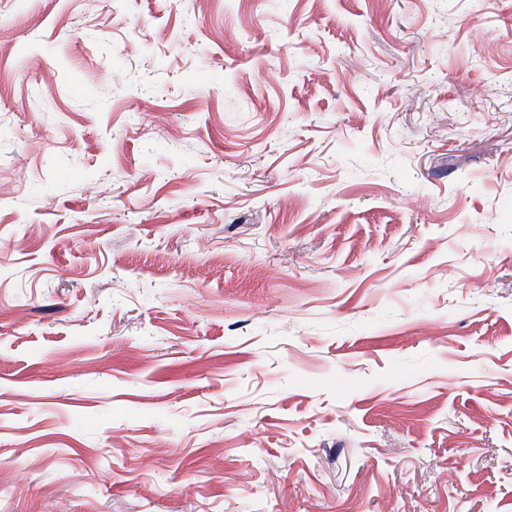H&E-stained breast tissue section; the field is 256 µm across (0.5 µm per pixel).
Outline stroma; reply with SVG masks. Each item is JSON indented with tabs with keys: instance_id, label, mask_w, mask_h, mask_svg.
<instances>
[{
	"instance_id": "obj_1",
	"label": "stroma",
	"mask_w": 512,
	"mask_h": 512,
	"mask_svg": "<svg viewBox=\"0 0 512 512\" xmlns=\"http://www.w3.org/2000/svg\"><path fill=\"white\" fill-rule=\"evenodd\" d=\"M0 512H512V0H0Z\"/></svg>"
}]
</instances>
